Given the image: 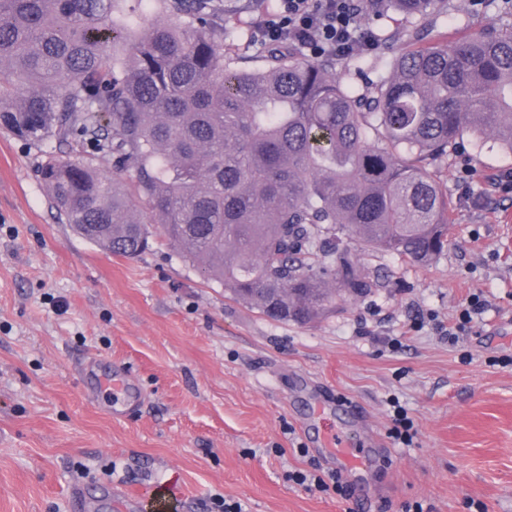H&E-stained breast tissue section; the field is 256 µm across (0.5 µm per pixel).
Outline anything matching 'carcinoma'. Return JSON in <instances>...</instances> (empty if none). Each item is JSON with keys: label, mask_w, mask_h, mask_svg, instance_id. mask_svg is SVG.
<instances>
[{"label": "carcinoma", "mask_w": 512, "mask_h": 512, "mask_svg": "<svg viewBox=\"0 0 512 512\" xmlns=\"http://www.w3.org/2000/svg\"><path fill=\"white\" fill-rule=\"evenodd\" d=\"M122 0H0V124L110 157L116 174L51 157L59 219L137 256L156 233L235 300L305 324L371 282L348 245L424 265L448 248V192L429 166L465 134L512 151V30L408 49L365 91L336 61L270 47L224 58L222 0H157L136 37ZM409 16L447 0H386ZM127 41L117 57L113 44Z\"/></svg>", "instance_id": "cac0c4a2"}]
</instances>
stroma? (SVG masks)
<instances>
[{"instance_id":"1","label":"stroma","mask_w":512,"mask_h":512,"mask_svg":"<svg viewBox=\"0 0 512 512\" xmlns=\"http://www.w3.org/2000/svg\"><path fill=\"white\" fill-rule=\"evenodd\" d=\"M271 8L224 0L238 32L224 50L259 63ZM512 28V0H449L446 15L364 11L374 48L337 75H387L409 26L452 44L487 24ZM74 142L35 144L0 125V512H207L215 496L244 512H512V195L493 175L512 153L464 136L431 167L451 204L447 250L420 266L350 244L377 283L311 323L271 320L205 280L163 235L139 256L101 251L59 221L37 174ZM473 293L483 321L452 345L437 331ZM123 366L137 404L112 412L82 368ZM414 422L389 436L388 402ZM365 455L340 466L324 435ZM319 465L352 490L288 480ZM389 406L393 408L391 411L392 415V427L389 431L390 438L397 443H401L406 446H410L413 443L417 431L414 429V422L408 416V412L403 408L398 400H390Z\"/></svg>"}]
</instances>
